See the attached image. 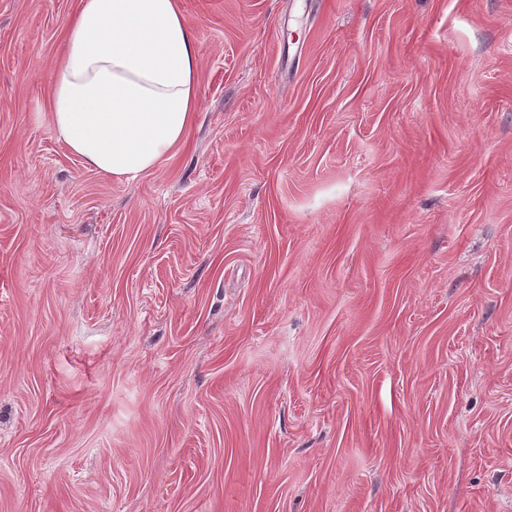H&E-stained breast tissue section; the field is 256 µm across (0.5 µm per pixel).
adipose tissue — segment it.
Wrapping results in <instances>:
<instances>
[{
  "label": "adipose tissue",
  "instance_id": "1",
  "mask_svg": "<svg viewBox=\"0 0 512 512\" xmlns=\"http://www.w3.org/2000/svg\"><path fill=\"white\" fill-rule=\"evenodd\" d=\"M196 67L179 0H80L49 76L50 120L88 167L137 179L184 142Z\"/></svg>",
  "mask_w": 512,
  "mask_h": 512
}]
</instances>
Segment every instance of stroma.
<instances>
[{
	"label": "stroma",
	"mask_w": 512,
	"mask_h": 512,
	"mask_svg": "<svg viewBox=\"0 0 512 512\" xmlns=\"http://www.w3.org/2000/svg\"><path fill=\"white\" fill-rule=\"evenodd\" d=\"M0 0V512H512V0H181L185 146L48 114Z\"/></svg>",
	"instance_id": "obj_1"
}]
</instances>
